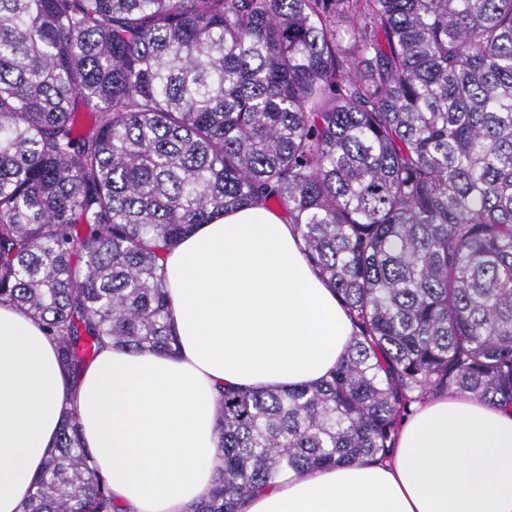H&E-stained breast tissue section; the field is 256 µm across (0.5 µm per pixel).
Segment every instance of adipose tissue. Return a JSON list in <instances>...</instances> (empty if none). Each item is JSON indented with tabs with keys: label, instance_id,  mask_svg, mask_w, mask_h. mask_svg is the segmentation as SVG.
Listing matches in <instances>:
<instances>
[{
	"label": "adipose tissue",
	"instance_id": "1",
	"mask_svg": "<svg viewBox=\"0 0 512 512\" xmlns=\"http://www.w3.org/2000/svg\"><path fill=\"white\" fill-rule=\"evenodd\" d=\"M283 214L261 204L198 225L162 262L180 352L108 346L70 388L55 346L0 305V512H23L64 411L122 512H188L223 467L220 388L321 381L354 326ZM242 512H512V414L434 397L388 459L286 475Z\"/></svg>",
	"mask_w": 512,
	"mask_h": 512
}]
</instances>
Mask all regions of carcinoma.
<instances>
[{"label":"carcinoma","mask_w":512,"mask_h":512,"mask_svg":"<svg viewBox=\"0 0 512 512\" xmlns=\"http://www.w3.org/2000/svg\"><path fill=\"white\" fill-rule=\"evenodd\" d=\"M259 201L354 336L224 388L190 512L386 459L436 395L512 411V0H0V304L71 385L108 341L176 354L165 251ZM25 512H119L72 411Z\"/></svg>","instance_id":"carcinoma-1"}]
</instances>
